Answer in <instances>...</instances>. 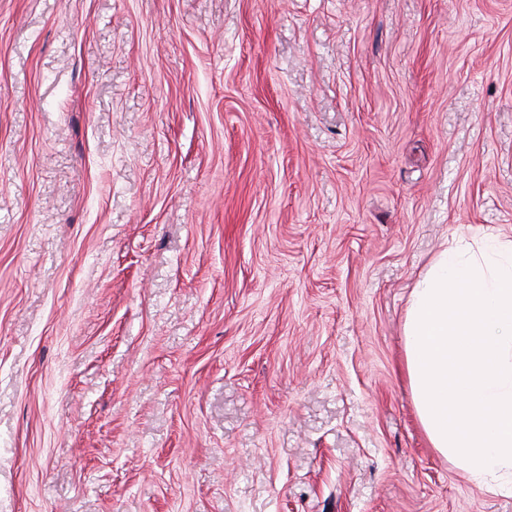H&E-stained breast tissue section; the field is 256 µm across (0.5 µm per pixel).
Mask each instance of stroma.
Listing matches in <instances>:
<instances>
[{
  "label": "stroma",
  "mask_w": 512,
  "mask_h": 512,
  "mask_svg": "<svg viewBox=\"0 0 512 512\" xmlns=\"http://www.w3.org/2000/svg\"><path fill=\"white\" fill-rule=\"evenodd\" d=\"M483 231L512 0H0V512H512L405 371Z\"/></svg>",
  "instance_id": "stroma-1"
}]
</instances>
